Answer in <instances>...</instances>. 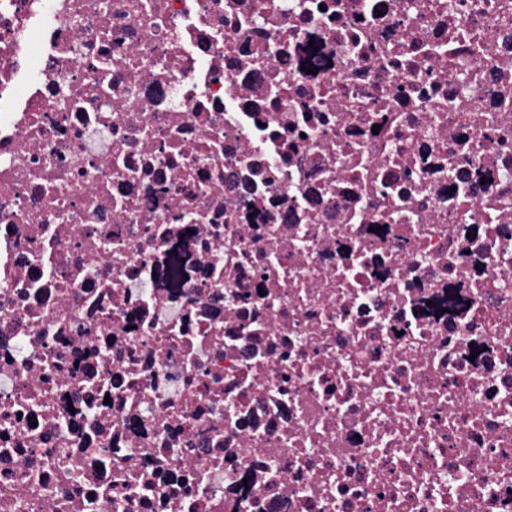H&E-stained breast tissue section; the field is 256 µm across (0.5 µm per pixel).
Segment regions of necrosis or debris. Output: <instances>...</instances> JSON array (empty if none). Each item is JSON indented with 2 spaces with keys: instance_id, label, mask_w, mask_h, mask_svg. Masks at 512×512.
<instances>
[{
  "instance_id": "necrosis-or-debris-1",
  "label": "necrosis or debris",
  "mask_w": 512,
  "mask_h": 512,
  "mask_svg": "<svg viewBox=\"0 0 512 512\" xmlns=\"http://www.w3.org/2000/svg\"><path fill=\"white\" fill-rule=\"evenodd\" d=\"M0 512H512V0H0Z\"/></svg>"
}]
</instances>
